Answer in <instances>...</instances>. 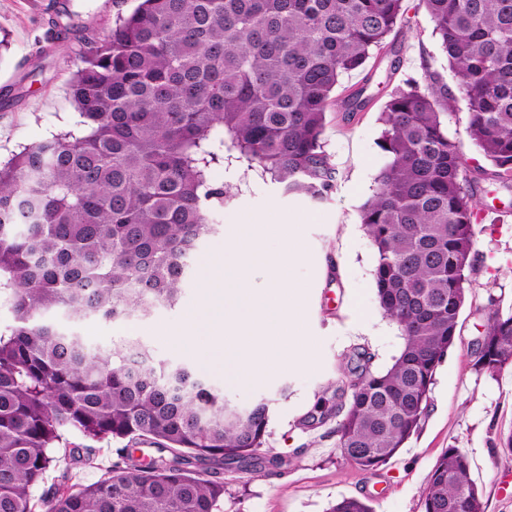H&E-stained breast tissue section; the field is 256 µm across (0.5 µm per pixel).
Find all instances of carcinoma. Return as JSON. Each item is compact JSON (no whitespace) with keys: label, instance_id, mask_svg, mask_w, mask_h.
<instances>
[{"label":"carcinoma","instance_id":"1","mask_svg":"<svg viewBox=\"0 0 512 512\" xmlns=\"http://www.w3.org/2000/svg\"><path fill=\"white\" fill-rule=\"evenodd\" d=\"M405 0H138L102 38L68 11L53 25L83 49L69 84L76 129L0 166V512H224V470L287 461L266 449L269 405L242 415L201 379L154 362L137 342L92 350L60 329L119 320L178 299L197 242L230 198L216 168L235 157L283 191L314 199L335 187L326 113L340 79L365 68L402 28ZM460 78L468 132L491 170L470 167L448 136L455 95L433 76L388 95L361 224L374 248L376 295L403 346L384 371L360 356L341 395L302 420L335 414L336 448L364 470L422 426L438 366L454 344L477 254L475 196L512 190V0H420ZM472 368L512 366V313L488 314ZM77 432L125 440L122 462L90 484L60 475L39 497L54 453ZM161 455L143 464L130 444ZM423 512H485L460 449H445ZM328 512H371L346 497Z\"/></svg>","mask_w":512,"mask_h":512}]
</instances>
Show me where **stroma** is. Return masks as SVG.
<instances>
[{
  "instance_id": "obj_1",
  "label": "stroma",
  "mask_w": 512,
  "mask_h": 512,
  "mask_svg": "<svg viewBox=\"0 0 512 512\" xmlns=\"http://www.w3.org/2000/svg\"><path fill=\"white\" fill-rule=\"evenodd\" d=\"M78 12L97 36H104L118 13L133 10L136 0H62ZM46 0H0V162L25 146L71 129L77 112L68 82L78 56L77 43L46 39L52 18ZM408 23L370 59L365 70L343 77L336 89L345 97L366 87L365 111L326 114V150L336 168L335 189L323 200L302 193L283 194L277 184L229 164L214 176L231 186V198L216 221L220 233L204 238L175 306L160 305L149 315L119 321L96 317L75 330L93 347L129 338L147 347L156 361L203 376L226 401L241 408L264 400L270 406L266 446L287 464L280 474L240 470L224 473V512H327L344 497L367 500L373 512H423L427 476L445 448L463 451L470 462L485 512H512V458L499 454V438L512 432V366L489 375L471 366V346L481 314L490 303L512 310V209L502 201L481 199L477 224L478 255L472 286L459 316L453 346L438 367L430 403L418 433L385 464L362 470L336 450L335 421L314 430L300 421L319 396H332L345 378L346 357L357 348L383 370L399 354L403 339L378 304L374 284L375 253L360 222L359 208L371 195L373 177L387 158L378 142L380 112L391 90L403 79L433 74L457 89L433 25L419 0H406ZM301 222L304 258L290 271L297 300L306 309L304 336L295 361L274 368L249 389L202 370L196 359L175 352L163 330L190 321L198 303V283L207 262L224 254L223 229L232 224H280L289 216ZM118 442L94 444L92 462L72 464L57 454L47 474L55 482L62 472L89 484L112 469Z\"/></svg>"
}]
</instances>
